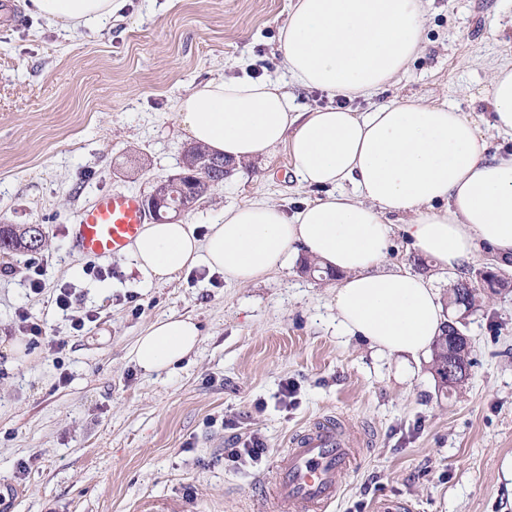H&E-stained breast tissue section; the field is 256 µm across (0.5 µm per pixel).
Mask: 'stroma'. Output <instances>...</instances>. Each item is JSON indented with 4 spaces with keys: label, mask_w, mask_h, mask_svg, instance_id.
Masks as SVG:
<instances>
[{
    "label": "stroma",
    "mask_w": 512,
    "mask_h": 512,
    "mask_svg": "<svg viewBox=\"0 0 512 512\" xmlns=\"http://www.w3.org/2000/svg\"><path fill=\"white\" fill-rule=\"evenodd\" d=\"M10 3L16 20L0 24V224H37L43 238L34 251L0 252V347L18 339L20 308L65 344L61 355L41 347L11 365L0 351V483L14 490L10 512L178 503L182 512H257L274 505L272 471L290 437L325 416L367 444L327 512H375L385 497L413 512H512L501 471L512 457V289L483 295L465 317L473 366L448 392L431 356L401 378L395 361L337 335L335 280L298 263L247 288L203 268L145 285L122 255L98 259L104 278L86 275L88 258L70 246L67 225L96 196L144 197L179 173L191 142L176 105L189 90L282 76L277 42L293 0H125L94 26H52L24 0ZM504 64L512 0H426L423 49L381 99L450 101L486 118L490 77ZM315 196L279 148L211 187L181 220L210 224L257 198L291 211ZM386 262L433 276L444 295L488 265L512 282V264L485 250L462 272L434 274L399 236ZM33 263L45 270L38 295L28 289ZM65 283L98 314L87 332L55 310ZM170 315L194 318L198 348L173 369L143 374L132 346ZM223 417L266 442L258 470L225 469Z\"/></svg>",
    "instance_id": "stroma-1"
}]
</instances>
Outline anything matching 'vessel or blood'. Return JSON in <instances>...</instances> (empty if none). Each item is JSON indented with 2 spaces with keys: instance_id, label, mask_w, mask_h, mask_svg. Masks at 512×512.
<instances>
[{
  "instance_id": "1",
  "label": "vessel or blood",
  "mask_w": 512,
  "mask_h": 512,
  "mask_svg": "<svg viewBox=\"0 0 512 512\" xmlns=\"http://www.w3.org/2000/svg\"><path fill=\"white\" fill-rule=\"evenodd\" d=\"M150 216L140 197L116 191L101 195L83 209L69 237L74 251L86 257L122 254L141 233ZM347 428L323 419L293 435L275 466V512H326L335 500L341 473L358 458Z\"/></svg>"
}]
</instances>
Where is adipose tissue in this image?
I'll use <instances>...</instances> for the list:
<instances>
[{"label":"adipose tissue","mask_w":512,"mask_h":512,"mask_svg":"<svg viewBox=\"0 0 512 512\" xmlns=\"http://www.w3.org/2000/svg\"><path fill=\"white\" fill-rule=\"evenodd\" d=\"M47 22H101L120 0H31ZM423 0H295L279 38L287 81H211L180 98L187 137L242 163L286 147L300 185L325 189L295 213L272 200L225 208L204 238L191 225H145L128 246L145 283L203 265L239 286L256 284L306 254L341 274L336 326L396 362L407 376L440 335L444 307L429 278L386 268L402 236L440 272H457L481 247L512 260V152L488 153L484 129L454 105L392 100L365 112L299 109L291 87L347 99L377 96L420 54ZM489 129L512 137V66L490 78ZM399 223H391V216ZM199 329L188 317L157 320L131 350L153 374L182 362Z\"/></svg>","instance_id":"obj_1"}]
</instances>
